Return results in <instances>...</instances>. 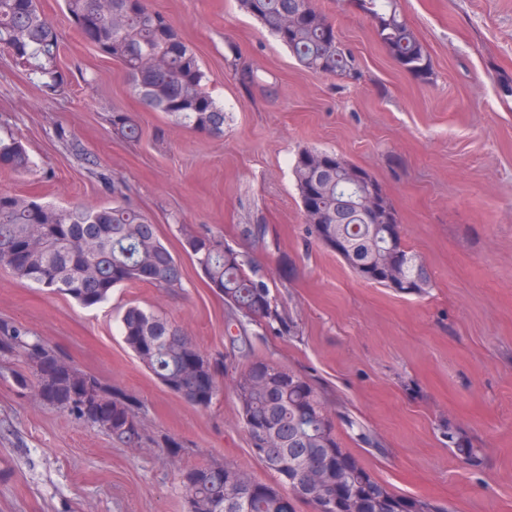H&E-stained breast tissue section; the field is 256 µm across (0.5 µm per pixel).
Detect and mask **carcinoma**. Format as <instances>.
<instances>
[{
	"mask_svg": "<svg viewBox=\"0 0 512 512\" xmlns=\"http://www.w3.org/2000/svg\"><path fill=\"white\" fill-rule=\"evenodd\" d=\"M372 21L377 40L401 69L429 80L431 58L407 24L389 8V0H354ZM241 7L263 23L296 60L315 71L336 74L355 71L352 54L339 47L333 25L313 0H240ZM69 17L81 38L102 55L121 62L135 92L148 110L209 136L224 135V110L206 88L199 59L174 25L150 8L147 0H65ZM299 14L296 25L283 28L288 13ZM61 44L53 22L39 0H0V51L20 64L28 78L49 98L65 93L68 73L60 65ZM113 132L127 141L141 137L135 117L115 110L109 118ZM34 165L22 141L0 138V168L25 172ZM301 204L314 208L305 218L321 245L345 243L347 264L362 279L384 274L399 262L401 273L419 294L431 287L426 274L414 281L422 260L405 246L396 211L386 195L383 210L396 225L388 236L386 224H359L352 218L336 223V154L303 150L294 163ZM42 233L36 237L32 225ZM183 250L202 270L210 288L224 298L228 325L245 331L243 323L281 333L291 326L266 281L265 274L243 252L206 230L181 226ZM0 266L20 280L50 292H63L84 308L105 302L112 289L124 284H149L164 291L182 287V265L162 242L156 225L121 198L97 208H68L0 191ZM125 344L171 392L193 406L206 409L223 390L224 375L236 353L205 355L189 336L159 314L129 305L121 318ZM9 373L17 388L39 385L43 403L98 428L130 446L143 440V403L117 386L103 383L78 369L47 342L21 324L0 320V374ZM291 370L254 359L231 378L239 416L248 438L253 427L266 424L277 441L270 448L274 461L288 474L319 469L320 489L343 499L344 508L330 512H440L433 504L399 495L376 480L336 437L327 402L314 384ZM95 389L90 404L79 400ZM277 480L245 501L236 498L221 465L182 472L181 483L190 501L189 512H296L301 501L287 489L281 469L270 468ZM301 502L316 509V499Z\"/></svg>",
	"mask_w": 512,
	"mask_h": 512,
	"instance_id": "1",
	"label": "carcinoma"
}]
</instances>
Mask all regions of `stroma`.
I'll return each mask as SVG.
<instances>
[{
    "instance_id": "obj_1",
    "label": "stroma",
    "mask_w": 512,
    "mask_h": 512,
    "mask_svg": "<svg viewBox=\"0 0 512 512\" xmlns=\"http://www.w3.org/2000/svg\"><path fill=\"white\" fill-rule=\"evenodd\" d=\"M431 57L401 70L353 0H316L355 59L352 79L301 66L239 0H148L195 50L224 109L208 136L144 109L116 61L86 43L63 0H41L72 85L48 98L0 53V136L34 165L0 169V190L60 207L111 204L121 183L170 251L183 286L113 289L84 308L0 267V318L26 326L79 369L137 396L146 443L112 441L0 377V512H186L182 470L229 464L264 483L231 387L208 409L165 388L120 332L129 304L158 310L203 353L227 352L224 301L184 258L180 225L223 234L270 277L293 329L248 326L255 356L313 379L342 448L396 493L444 512H512V0H396ZM254 71L256 83L241 80ZM133 113L139 141L112 131ZM304 149L365 169L397 212L432 286L366 282L310 238L293 173ZM262 225L265 234L249 237ZM456 434L478 448L462 464ZM179 437L178 457L155 445Z\"/></svg>"
}]
</instances>
